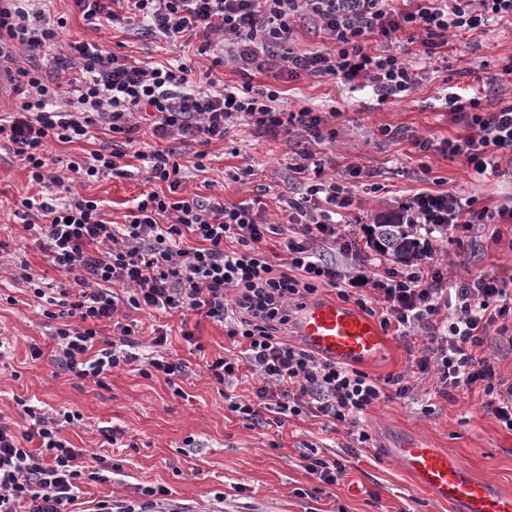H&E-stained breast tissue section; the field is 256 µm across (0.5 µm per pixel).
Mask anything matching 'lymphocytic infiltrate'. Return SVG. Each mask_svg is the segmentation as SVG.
Segmentation results:
<instances>
[{"instance_id": "obj_1", "label": "lymphocytic infiltrate", "mask_w": 512, "mask_h": 512, "mask_svg": "<svg viewBox=\"0 0 512 512\" xmlns=\"http://www.w3.org/2000/svg\"><path fill=\"white\" fill-rule=\"evenodd\" d=\"M85 20L113 23L118 12L144 23L168 41L199 38L204 49L218 48L224 63L242 76L235 86H216L195 77L184 63L144 68L99 45L73 42L70 60L59 66L55 49L58 25L43 0H11L0 5V46L18 47L54 69L20 67L18 104L0 116V141L19 157L41 194L23 199L36 215L26 226L48 261L64 276L46 296L35 273L23 267L21 278L33 294L45 298V318L56 321L52 340L64 370L103 385L114 369L141 363L143 377L163 376L174 395L185 364L167 356L166 332L150 340V357L139 358L141 345L127 310L148 314L204 312L226 325L240 346L237 358L218 357L206 370L216 384L241 369L257 379L247 397H234L228 408L246 419L261 411L275 413L277 426L304 416L333 427H356L366 410L382 401L406 397L404 377L381 383L358 369L318 356L293 343L288 331L306 300L319 287L336 290L379 316L383 329L397 335H421L411 354L419 379L435 377L437 394L447 396L481 388L484 409L512 429V380L500 375L482 354L490 327L512 320V282L485 273L460 279L444 276L426 263L396 269L379 261L376 271L353 274L321 259L316 245L347 253L353 244L345 214L353 204L343 180L329 177L316 148L336 137L327 116L304 106L279 108V88L254 87L253 73L276 61L279 75L337 77L354 86L372 84L380 99H402L416 86V74L404 54L387 44L405 36L407 45L432 57L447 47L449 35L485 22L512 17V0H72ZM313 19L328 48L300 52L291 45L294 27ZM453 122L467 135L434 143L417 141L419 151L435 150L448 159H465L485 174L497 154L512 153V103L488 112L477 98L445 95ZM152 127L154 144L137 146L141 121ZM244 120L273 134L296 137L294 161L304 193L289 201L287 223H273L264 207L204 203L183 191L181 165L167 140L196 144L195 168L208 169V148L225 140ZM134 148L145 180L166 184V191L143 192L126 223L107 221L96 200L73 192L117 173L124 149L99 150L90 157L57 167L50 143L88 139L98 125ZM408 222L424 230L427 259L440 251L442 234L487 225L501 237L512 222V207L473 209L452 193L422 192L402 207ZM277 236L280 250L266 253L263 242ZM122 285L116 293L114 285ZM111 323L115 340L98 327ZM24 432L0 418V512H64L81 484L101 480L83 450L65 439V426L77 425L79 412H36Z\"/></svg>"}]
</instances>
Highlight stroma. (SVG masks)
Returning a JSON list of instances; mask_svg holds the SVG:
<instances>
[{"mask_svg": "<svg viewBox=\"0 0 512 512\" xmlns=\"http://www.w3.org/2000/svg\"><path fill=\"white\" fill-rule=\"evenodd\" d=\"M46 9L51 19L65 21L58 54H65L68 43L84 41L148 65L184 62L220 84L242 80L220 62L218 53L201 55L196 46L162 41L145 26H93L71 0H48ZM511 58L512 23L495 20L450 37L444 54L411 55L417 85L402 99L381 101L371 87L353 91L336 78L291 81L266 72L255 75L253 83H278L284 109L308 105L333 112L336 138L320 145L317 156L326 175L344 178L349 186L352 229L361 238L366 224L399 210L425 190L453 193L478 209L512 202L511 155L497 156L493 169L477 177L463 160L422 153L414 146L418 139L438 142L462 131L450 119L442 85L477 93L482 107L490 110L512 99V85L488 82ZM383 126L399 131V139L379 136ZM230 138L236 154H228L222 142L212 143L211 169L205 174L193 167L195 144H178L186 191L227 205L259 199L272 219L287 221V199L303 192L288 168L293 142L246 124L235 126ZM356 158L363 172L352 177L345 165ZM246 166L250 175L234 178L235 169ZM145 188L133 165L125 174L79 186L78 191L100 202L108 220L122 224ZM33 193L20 161L0 147V238L11 244L10 252L0 255V338L8 345L0 358V417L22 430L28 421L20 403L46 413L79 411L81 426L66 428L64 437L119 466L106 481L82 485L66 512H96L101 502L117 505L138 498L140 487L157 484L168 488L172 512H448L447 504L422 493L389 456V448L403 435L429 441L456 456L478 478L512 492V430L483 409L481 391L444 397L436 395L434 379L414 382L407 397L380 402L361 416L359 429L368 436L363 444L313 417L281 428L268 411L245 420L228 411L225 398L249 395L256 379L246 370L225 386L209 378L207 361L231 356L238 348L220 323L202 315L184 322L176 315L129 313L143 339H150L157 328L167 332V353L186 364L182 396H174L164 378L143 377L134 364L114 371L102 386L64 372L50 339L53 323L43 316L41 300L9 272L13 264L25 261L40 274L44 287L63 278L24 229L29 218L20 201ZM440 252L460 278L478 271L512 275V243L493 239L478 225L448 234ZM187 330L193 339L184 338ZM387 340V355L363 364V372L379 381L410 376L412 339L391 334ZM34 343L43 351L36 360L29 350ZM112 432L117 435L113 444L106 439ZM312 447L345 460L346 472L338 483L323 484L305 471L303 457Z\"/></svg>", "mask_w": 512, "mask_h": 512, "instance_id": "obj_1", "label": "stroma"}]
</instances>
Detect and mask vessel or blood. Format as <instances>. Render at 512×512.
Wrapping results in <instances>:
<instances>
[{
  "label": "vessel or blood",
  "instance_id": "1",
  "mask_svg": "<svg viewBox=\"0 0 512 512\" xmlns=\"http://www.w3.org/2000/svg\"><path fill=\"white\" fill-rule=\"evenodd\" d=\"M298 334L313 352L358 364L386 351L378 325L359 308L333 301L306 306L298 315ZM391 453L418 487L448 503L452 512H512V494L477 478L446 452L413 437L396 441Z\"/></svg>",
  "mask_w": 512,
  "mask_h": 512
}]
</instances>
